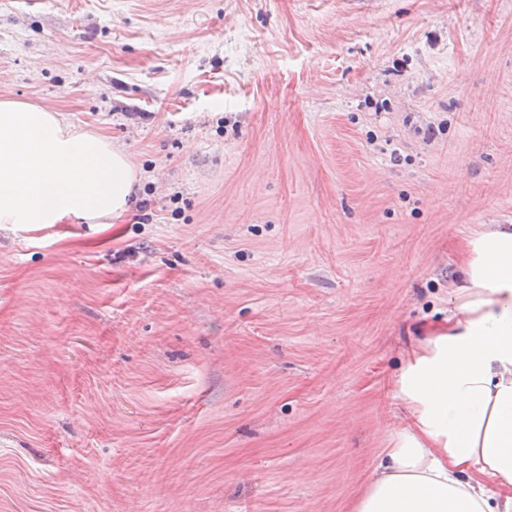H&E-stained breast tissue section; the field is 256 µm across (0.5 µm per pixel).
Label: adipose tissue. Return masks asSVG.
Segmentation results:
<instances>
[{
	"label": "adipose tissue",
	"mask_w": 512,
	"mask_h": 512,
	"mask_svg": "<svg viewBox=\"0 0 512 512\" xmlns=\"http://www.w3.org/2000/svg\"><path fill=\"white\" fill-rule=\"evenodd\" d=\"M136 183L105 137L0 101V225L111 223ZM448 325L407 355V405L351 512H512V226L468 243Z\"/></svg>",
	"instance_id": "1"
}]
</instances>
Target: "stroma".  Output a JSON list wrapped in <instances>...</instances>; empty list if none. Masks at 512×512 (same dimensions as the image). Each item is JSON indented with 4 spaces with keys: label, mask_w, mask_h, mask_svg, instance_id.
Segmentation results:
<instances>
[{
    "label": "stroma",
    "mask_w": 512,
    "mask_h": 512,
    "mask_svg": "<svg viewBox=\"0 0 512 512\" xmlns=\"http://www.w3.org/2000/svg\"><path fill=\"white\" fill-rule=\"evenodd\" d=\"M2 98L139 178L0 227V512H350L512 225V0H0Z\"/></svg>",
    "instance_id": "obj_1"
}]
</instances>
